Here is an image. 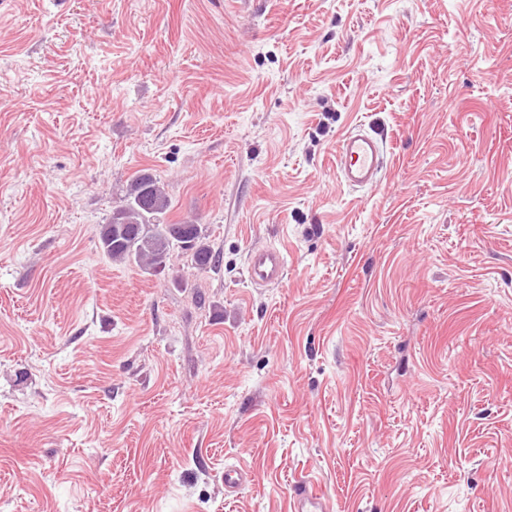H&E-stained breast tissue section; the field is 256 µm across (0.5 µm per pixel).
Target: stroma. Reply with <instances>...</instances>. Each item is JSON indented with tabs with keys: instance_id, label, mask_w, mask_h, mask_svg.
I'll list each match as a JSON object with an SVG mask.
<instances>
[{
	"instance_id": "35a3bbf8",
	"label": "stroma",
	"mask_w": 512,
	"mask_h": 512,
	"mask_svg": "<svg viewBox=\"0 0 512 512\" xmlns=\"http://www.w3.org/2000/svg\"><path fill=\"white\" fill-rule=\"evenodd\" d=\"M145 171L215 268L102 253ZM300 476L512 512V0H0V512H289ZM383 164L379 140L361 129L347 134L336 148L338 179L351 188L372 186ZM247 275L255 286L279 284L287 270V256L277 247L254 250L247 261Z\"/></svg>"
}]
</instances>
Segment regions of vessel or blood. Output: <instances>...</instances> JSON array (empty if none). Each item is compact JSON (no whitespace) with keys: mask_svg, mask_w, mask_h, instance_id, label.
Segmentation results:
<instances>
[{"mask_svg":"<svg viewBox=\"0 0 512 512\" xmlns=\"http://www.w3.org/2000/svg\"><path fill=\"white\" fill-rule=\"evenodd\" d=\"M384 160L378 139L364 131L347 134L336 148L339 180L352 188L376 183ZM287 270V256L276 247L254 250L247 261V275L256 286L279 284ZM291 512H324V498L307 480H296L290 492Z\"/></svg>","mask_w":512,"mask_h":512,"instance_id":"b4317fda","label":"vessel or blood"}]
</instances>
